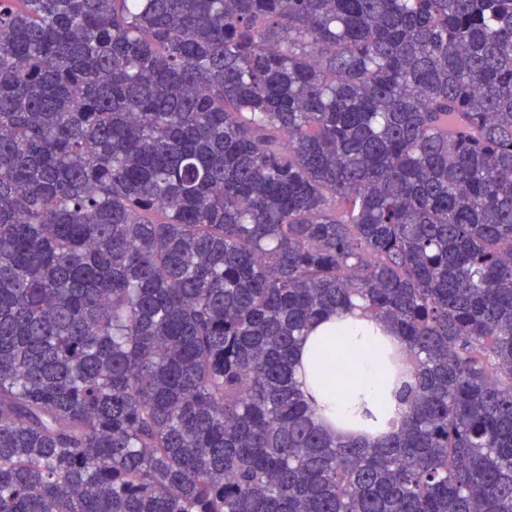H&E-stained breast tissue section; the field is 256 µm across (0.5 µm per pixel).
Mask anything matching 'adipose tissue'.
I'll use <instances>...</instances> for the list:
<instances>
[{"label": "adipose tissue", "instance_id": "obj_1", "mask_svg": "<svg viewBox=\"0 0 512 512\" xmlns=\"http://www.w3.org/2000/svg\"><path fill=\"white\" fill-rule=\"evenodd\" d=\"M326 357L346 358L342 384L330 386L314 375V362ZM405 358L406 347L391 324L358 314L324 316L295 351L297 379L326 432L339 441L356 437L370 443L388 434L407 409L386 374Z\"/></svg>", "mask_w": 512, "mask_h": 512}]
</instances>
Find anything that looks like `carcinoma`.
Listing matches in <instances>:
<instances>
[{"label":"carcinoma","instance_id":"1","mask_svg":"<svg viewBox=\"0 0 512 512\" xmlns=\"http://www.w3.org/2000/svg\"><path fill=\"white\" fill-rule=\"evenodd\" d=\"M0 512H512V0H0ZM340 357L347 360L344 375L333 373L334 385L319 382L313 374L317 359ZM297 380L317 420L334 439L347 441L350 436L370 443L379 442L394 430L407 404L394 396L395 374L385 375L388 365L406 367V347L394 327L383 320H370L357 312L324 316L303 336L295 351ZM405 364L402 365V361ZM383 374L378 382L376 376ZM348 377V379H345ZM338 379L342 386L336 385Z\"/></svg>","mask_w":512,"mask_h":512}]
</instances>
